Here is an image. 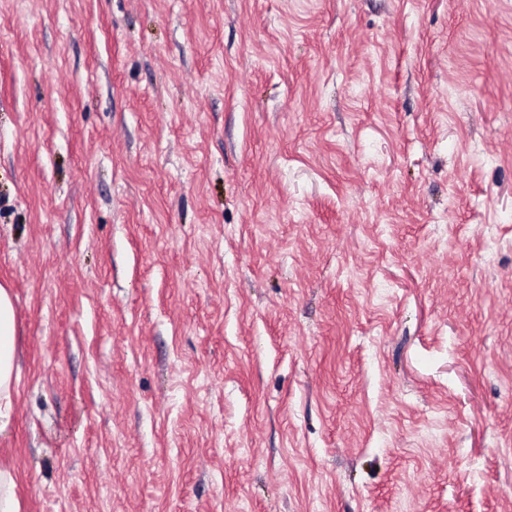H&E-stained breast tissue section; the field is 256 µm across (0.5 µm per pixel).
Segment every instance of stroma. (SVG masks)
<instances>
[{"label": "stroma", "instance_id": "obj_1", "mask_svg": "<svg viewBox=\"0 0 512 512\" xmlns=\"http://www.w3.org/2000/svg\"><path fill=\"white\" fill-rule=\"evenodd\" d=\"M20 512H512V0H0Z\"/></svg>", "mask_w": 512, "mask_h": 512}]
</instances>
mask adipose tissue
Wrapping results in <instances>:
<instances>
[{"label": "adipose tissue", "mask_w": 512, "mask_h": 512, "mask_svg": "<svg viewBox=\"0 0 512 512\" xmlns=\"http://www.w3.org/2000/svg\"><path fill=\"white\" fill-rule=\"evenodd\" d=\"M16 311L9 290L0 285V434L11 424L13 396L17 391Z\"/></svg>", "instance_id": "1"}]
</instances>
